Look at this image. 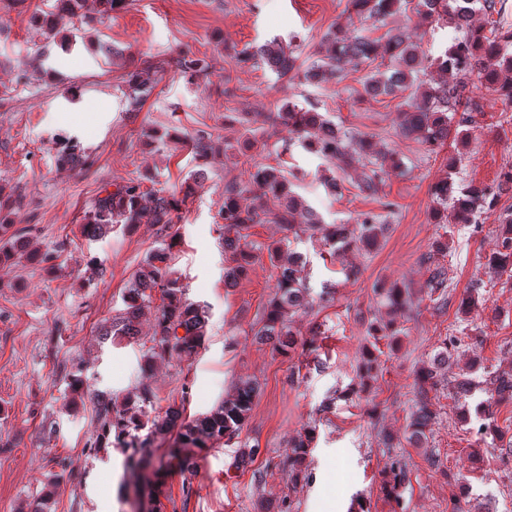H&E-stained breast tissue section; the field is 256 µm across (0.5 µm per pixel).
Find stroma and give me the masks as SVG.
Instances as JSON below:
<instances>
[{"instance_id":"1","label":"stroma","mask_w":512,"mask_h":512,"mask_svg":"<svg viewBox=\"0 0 512 512\" xmlns=\"http://www.w3.org/2000/svg\"><path fill=\"white\" fill-rule=\"evenodd\" d=\"M420 2L403 0L380 23L350 20L349 0H128L103 18L87 0L81 16L62 21L60 32L69 38L63 44L47 39L34 21L55 0H0V191L15 198L14 226L30 249L50 257L46 264L22 257L0 265V512H30L42 500L47 512H131L123 488L128 449L90 446L98 398L119 404L146 385L157 396L156 412L174 406L190 420L232 397L242 380L255 382L258 394L238 442L202 451L193 471L171 470L161 512H267L282 502L289 512H349L357 498L369 512H451L461 482L470 487L465 512H512V460L502 461L477 432L489 419L512 436V403L477 410L491 395L493 377L512 371V272L492 275L485 266L500 242V215L512 213V188H499L494 210L477 223L432 219L438 181L452 179L458 189L499 187L502 170L512 167V121H504L495 95L475 89L480 111L468 143L452 133L433 149L401 134L403 96L366 95L375 64H348L319 85L304 78L324 34L350 22L373 39L392 28L411 36L422 61L413 91L434 85L436 60L456 31L426 19ZM275 38L293 50L288 76L237 63L236 52ZM186 50L206 59V78L176 70ZM147 61L164 74L134 112L129 74ZM289 101L316 107L339 129L372 137L378 151L392 156L377 195L359 191L358 162L337 172L336 194L327 192L326 161L270 119ZM228 112L249 113V126L225 125ZM149 128L177 130L184 141L147 139ZM201 131L227 144V152L198 159L190 138ZM69 143L80 146L87 165L60 161ZM257 163L293 172L295 194L321 223L343 224L366 211L383 215L387 229L378 247L332 256L319 232L256 224L247 277L225 285L224 186L247 184ZM132 179L146 190L193 187L173 226L180 242L171 261L187 298L209 314L204 344L189 358L152 354L157 291L143 304L139 336L103 333L125 310L132 279L157 245L156 229L116 224L91 239L82 232L84 215L103 190ZM439 240L446 251H435ZM274 242L283 254L302 255L310 286L306 309L290 318L299 345L287 355L258 335L276 291L266 252ZM97 261L103 274L93 270ZM441 266L448 272L443 309L429 287ZM377 281L405 290L406 307L392 315L400 334L397 343H378L381 367L369 400L344 401L337 394L369 342L367 319L388 315L372 290ZM474 290L479 303L462 314L461 301ZM308 338L316 352L303 350ZM451 338L457 344L450 371L428 392L433 416L424 437L409 441L416 374ZM75 375L84 380L79 393L71 387ZM466 378L476 389L464 398L455 383ZM309 426L316 429L310 480L296 485L288 475L290 444ZM388 433L396 447L384 445ZM242 444L255 456L239 459ZM477 448L483 458L476 463ZM393 456L407 466L397 501L380 490Z\"/></svg>"}]
</instances>
